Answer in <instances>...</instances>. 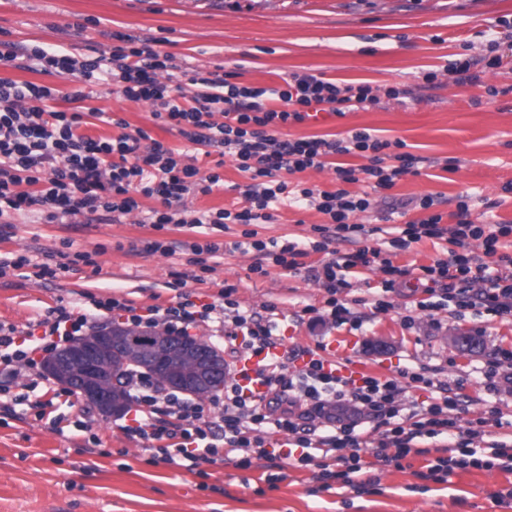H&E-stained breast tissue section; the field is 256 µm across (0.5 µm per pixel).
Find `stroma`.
<instances>
[{"label": "stroma", "mask_w": 512, "mask_h": 512, "mask_svg": "<svg viewBox=\"0 0 512 512\" xmlns=\"http://www.w3.org/2000/svg\"><path fill=\"white\" fill-rule=\"evenodd\" d=\"M117 32L172 54L176 84L184 83L187 72L217 70L256 87H278L303 73L372 86L376 104L284 126L276 135L334 139L367 129L402 141L406 153L421 158L418 174L378 191L366 181L342 184L330 165L291 175V182L323 191L368 194L370 209L351 221L378 228V240L406 220L424 217V210L405 212L401 206L428 194L438 197L435 210L443 224H451L459 196L468 194L475 213L490 212L495 223L512 226V0H224L220 8L211 0H0V43L22 51L15 61L0 63V80L58 89L50 107L86 113L81 131L89 137L140 128L179 150L186 163L218 171L222 187L185 199L188 209L203 212L245 204L248 180L223 147L198 150L157 120L150 103L123 99L110 83L84 87L75 78L27 67L25 52L35 47L81 59L110 57ZM458 54L474 60L475 82L457 83L447 72ZM492 57L498 67L486 68ZM431 70L437 78L428 84L423 76ZM79 87L85 99L68 101L67 93ZM391 87L401 89L402 97H387ZM160 205L142 199L139 211L116 221L96 213L58 224L42 220L37 209L12 214L0 223V253L23 254L31 263L0 277V324L32 329L50 309L85 294L113 295L138 308L164 307L175 295L170 282L178 273L186 291L214 295L232 285L241 308L274 311L285 348L333 343L337 356L380 368L385 378L413 364L434 382L461 385L473 410H483L487 392L476 369L499 351H512V315L458 317L439 308L438 297L419 292L407 298L403 310L378 314L356 304L354 320L336 326L326 318L325 289L307 271L320 265L322 254L310 253L306 270L295 274L266 260L261 275L251 270L254 253L228 252L211 259V272L199 282L191 253L131 252V244L144 238L191 239L184 229L158 232L146 224V211ZM326 221L314 209L283 206L255 230L263 240L290 238L306 246L318 240L315 228ZM68 246L94 254V265L80 262L57 278L38 277L36 264ZM459 333L479 337L483 350L460 353L450 341ZM63 391V384L50 378L36 388L40 395L54 393L56 413H86L90 435L56 432L49 418L24 405L12 416L0 410V512H512V501L493 498L494 492L512 489V473L459 470L448 482L433 483L418 477L427 463L421 455L408 456L395 468L373 464L369 452H362L365 467L358 478L366 487L359 491L324 490L309 470L276 471L263 459L246 470L207 464L190 471L152 458L123 435L118 418L103 417L84 397L67 401ZM272 474L277 480L271 485Z\"/></svg>", "instance_id": "1"}]
</instances>
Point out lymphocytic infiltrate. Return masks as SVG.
<instances>
[{
    "instance_id": "obj_1",
    "label": "lymphocytic infiltrate",
    "mask_w": 512,
    "mask_h": 512,
    "mask_svg": "<svg viewBox=\"0 0 512 512\" xmlns=\"http://www.w3.org/2000/svg\"><path fill=\"white\" fill-rule=\"evenodd\" d=\"M28 58L42 71L85 83L117 82L124 98L151 103L155 118L176 127L190 142L223 146L237 169L251 178L244 191L247 205L235 212L224 208L197 214L188 210L186 196L210 194L222 182L219 173H204L182 163L179 154L142 129L109 139L81 135L82 113L47 107V100L56 94L54 88L1 81L0 218L34 206L42 207L50 223L79 213L124 216L139 209L141 199L158 198L163 209L150 210L147 217L153 229L204 224L220 229L227 224L267 223L276 204L302 201L331 221L330 226L321 228L322 239L314 243V251L326 250L334 237L364 241L355 252L334 254L314 270V279L329 294L332 321L345 322L351 314L345 299L351 273L373 265L383 275L380 291L370 301L376 312L393 309L388 295L401 282L411 290L452 303L460 317L469 311L512 314V257L497 253L499 239L512 234V229L472 221L469 197H460L455 222L448 227L443 226L441 215L431 211L434 197L420 198L418 206L427 211V218L398 229L389 240L390 247L404 251L429 237L449 239L454 248L446 257L413 269L393 265L383 257L381 247L373 245V230L351 223L352 215L370 208L368 196L350 193L345 187L327 192L288 182V175L324 168L326 157L331 155L357 154L369 160L367 166L358 169L337 166L336 176L345 186L364 177L373 180L376 188L388 189L399 176L414 172L415 156L400 154L398 165H390L391 141L365 129L333 140L275 136V128L304 122L314 112L341 116L376 103L370 85L302 75L292 77L286 88L277 89L246 86L217 73L196 72L188 78L198 89L189 103L181 86L161 79L172 67L173 57L168 53L119 45L109 59L79 61L64 52L34 48ZM474 240L481 241L482 255L469 252ZM180 250L195 255L204 273L211 270V258L227 251L255 252L253 269L257 272L268 259L286 270L298 271V259L304 254L298 242L275 239L227 244L150 238L141 240L136 252L170 256ZM103 312L132 327L159 328L178 336L215 322L224 333V348L233 362L259 360L254 384L243 385L229 378L222 394L206 403L160 388L146 372L134 370L128 382L134 417L121 430L153 457L190 470L203 463H230L246 469L256 459L274 466L285 460L293 467L310 470L322 489H331L336 483L347 486L353 474L363 469L360 450L365 442L357 422L334 418L333 412L351 407L364 413L380 430L372 448L377 464L401 467L409 455L421 454L422 439L440 437L447 442V452L429 460L420 479L444 483L455 470L470 468L512 472V442L486 438L488 427L501 422L498 407L472 414L468 395L455 386L434 384L423 370L414 367H404L398 377L385 380L338 375L335 369L324 366L321 352L325 343L284 349L275 317L240 309L228 288L211 302L182 292L174 305L141 311L114 297L61 305L40 321L43 333L39 336L0 326V373L5 376L0 394L9 393V381L17 371L37 369L36 351L60 350L63 344L82 336ZM412 385L427 391V399H407L406 389ZM279 433L286 434V442L276 441ZM480 438L485 439V446L474 447V440Z\"/></svg>"
}]
</instances>
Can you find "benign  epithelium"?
I'll list each match as a JSON object with an SVG mask.
<instances>
[{
    "label": "benign epithelium",
    "mask_w": 512,
    "mask_h": 512,
    "mask_svg": "<svg viewBox=\"0 0 512 512\" xmlns=\"http://www.w3.org/2000/svg\"><path fill=\"white\" fill-rule=\"evenodd\" d=\"M115 342L124 343L126 364L139 367L147 361L158 382L177 386L194 397L209 395L225 377L224 354L214 345L169 336L152 340L145 349L136 344L134 336L73 343L48 358L46 371L63 384H78L88 398L110 408L112 387L103 373L109 369Z\"/></svg>",
    "instance_id": "obj_1"
}]
</instances>
